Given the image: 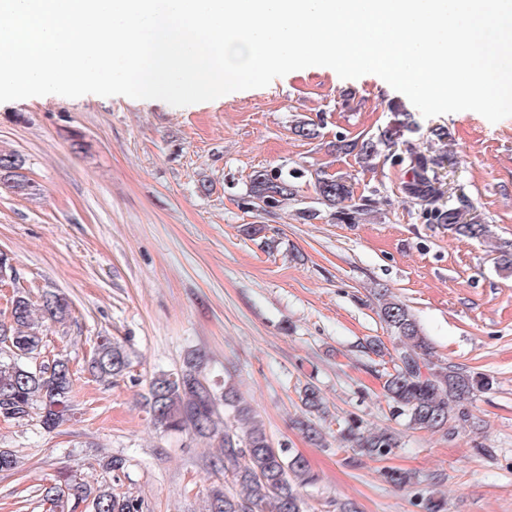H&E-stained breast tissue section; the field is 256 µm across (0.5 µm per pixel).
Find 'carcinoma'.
I'll list each match as a JSON object with an SVG mask.
<instances>
[{
    "instance_id": "carcinoma-1",
    "label": "carcinoma",
    "mask_w": 512,
    "mask_h": 512,
    "mask_svg": "<svg viewBox=\"0 0 512 512\" xmlns=\"http://www.w3.org/2000/svg\"><path fill=\"white\" fill-rule=\"evenodd\" d=\"M346 150L367 160L377 153L371 140L352 141ZM24 164L15 152L0 151V183L20 195L29 194L31 185L18 178ZM321 198L336 206L351 197L350 187L340 178H317ZM411 194L426 198L434 193L428 176V159L416 157ZM251 193L267 207H275L294 195L288 178L256 171L251 178ZM433 220L448 227L455 236L481 239L499 253L498 265L512 269V250L493 242L488 224L464 223L453 210L436 209ZM379 315L397 339L393 371L383 384L393 412L408 424L434 432L448 431L456 422H467L470 413L465 402L476 391L490 389L493 381L484 375L459 372L448 364L433 360L429 343L404 305L377 297ZM8 321H0V417L7 421H27L37 416L41 429L52 432L69 417L74 373L69 360L57 357L48 364L38 361L43 347V323L63 321L70 314L68 299L54 292L42 295L40 307L21 292L10 303ZM129 366V358L119 343L103 338L91 359L92 372L101 379L118 377ZM204 356L188 351L174 372H159L149 384L146 398L151 423L170 432H191L215 441L221 457L214 466L224 469L231 488L213 487L207 496V512H304L301 489L317 482L318 476L308 461L269 438L263 420L234 385L224 383L223 391L209 384ZM303 416L295 420L310 440L320 443L322 435L313 417L324 412L319 390L307 383L300 392ZM341 448H355L364 456L382 460L399 447L396 436L387 429H368L350 417L336 435ZM388 483L412 487L420 483L409 471L390 469ZM43 500L54 512H65L69 501L86 502L91 512H139L137 499L114 492L108 485L93 487L63 475L42 486Z\"/></svg>"
}]
</instances>
